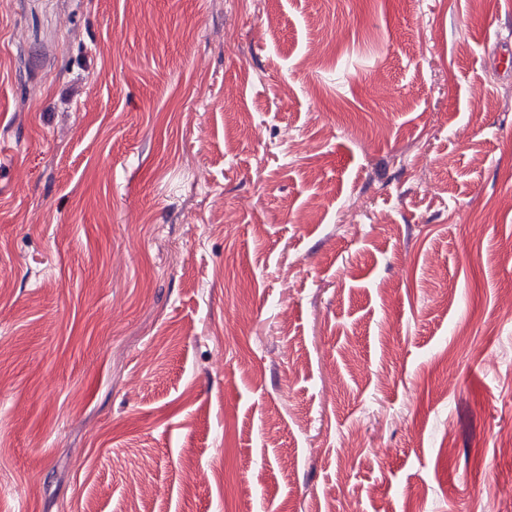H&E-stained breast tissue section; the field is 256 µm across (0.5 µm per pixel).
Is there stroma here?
Segmentation results:
<instances>
[{"instance_id": "obj_1", "label": "stroma", "mask_w": 512, "mask_h": 512, "mask_svg": "<svg viewBox=\"0 0 512 512\" xmlns=\"http://www.w3.org/2000/svg\"><path fill=\"white\" fill-rule=\"evenodd\" d=\"M506 53L512 0H0V512H512Z\"/></svg>"}]
</instances>
